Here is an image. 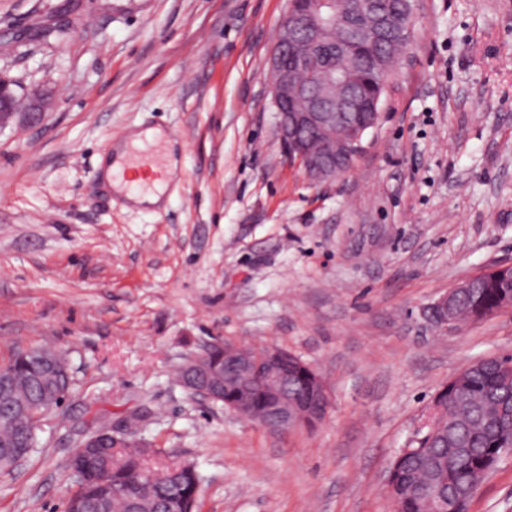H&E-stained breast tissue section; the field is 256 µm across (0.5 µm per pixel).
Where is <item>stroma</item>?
<instances>
[{"label": "stroma", "mask_w": 512, "mask_h": 512, "mask_svg": "<svg viewBox=\"0 0 512 512\" xmlns=\"http://www.w3.org/2000/svg\"><path fill=\"white\" fill-rule=\"evenodd\" d=\"M288 0H0V75L43 112L0 125V362L48 347L72 385L0 512H65L68 459L100 424L195 465L199 512H393L382 490L432 396L512 354V308L436 329L428 307L512 263V0H415L381 119L315 182L286 157L266 81ZM65 27L63 37L52 29ZM173 146L160 205L100 160ZM287 349L330 406L284 435L192 396L215 340ZM468 512H512V454ZM129 146L127 144L119 146L116 149V158L110 162L105 169V177L112 184L114 189L122 191L126 185V172L130 167L124 161L125 155L128 153Z\"/></svg>", "instance_id": "1"}]
</instances>
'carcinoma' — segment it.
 Wrapping results in <instances>:
<instances>
[{
    "label": "carcinoma",
    "instance_id": "1",
    "mask_svg": "<svg viewBox=\"0 0 512 512\" xmlns=\"http://www.w3.org/2000/svg\"><path fill=\"white\" fill-rule=\"evenodd\" d=\"M409 40L395 37L381 48L365 45L361 68L349 59L339 66L349 80L359 83L364 96L383 103L391 81H382L378 71L392 70ZM512 299V269L497 266L477 274L471 287L451 300L448 314L453 325L474 323L490 316ZM298 373L288 383V398L326 386L309 363L295 357ZM512 359H479L450 378L434 395V414L419 433V440L394 456L391 500L395 512H430L440 503L442 512H456L469 503L495 469L501 457L512 450ZM3 368L12 374L0 391V471L12 467L11 451L36 448L37 434L18 426L17 412L33 413L59 405V396L70 389L71 378L53 377L30 355L18 354ZM159 455L153 448L135 443L114 448H76L70 470L79 474L68 497L67 512H198L200 477L191 464L160 466L151 463Z\"/></svg>",
    "mask_w": 512,
    "mask_h": 512
}]
</instances>
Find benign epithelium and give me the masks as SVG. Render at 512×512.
I'll list each match as a JSON object with an SVG mask.
<instances>
[{"instance_id": "obj_1", "label": "benign epithelium", "mask_w": 512, "mask_h": 512, "mask_svg": "<svg viewBox=\"0 0 512 512\" xmlns=\"http://www.w3.org/2000/svg\"><path fill=\"white\" fill-rule=\"evenodd\" d=\"M328 9L333 21L350 28L348 41L338 44L331 36L330 28L322 22V9ZM392 30L391 19L380 12L372 11L367 18L351 22L336 15V0H307L302 6L291 5L280 22L279 39L272 51L267 82L272 105L276 112V134L289 160L303 167L314 181L336 178L340 172L342 154L350 153L360 146L359 142L346 145L344 152L336 150L334 135L339 127H360V111L363 102L357 88L346 83L342 93H336V81L328 77L334 70L330 56L341 57L353 54V47L361 42L380 43ZM305 34L311 44L320 47L323 54L312 63L321 69V78L313 87L300 83L298 73L311 63L297 53L299 37ZM303 98L302 107L294 106L295 100ZM21 108L20 99L13 93L11 83L0 77V122ZM316 132L330 139V144L321 152L310 151L305 135ZM205 353L194 358L195 375L182 381L191 393L206 401H224V407L276 434H286L314 415L320 420L327 416V405L322 395L317 394L307 402H290L281 387L291 375V360L288 351L269 347L262 355H254L245 346H224V373H219L204 362ZM40 364L51 373L64 375L68 372L63 359L49 358L38 354ZM238 379H258L269 386V397L265 415L256 418L248 406L238 400L225 399L228 385Z\"/></svg>"}]
</instances>
